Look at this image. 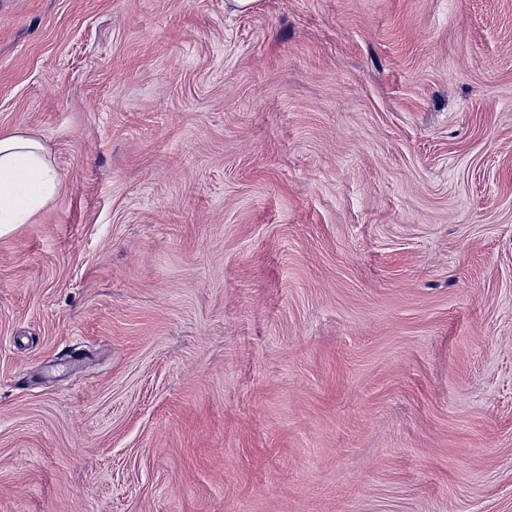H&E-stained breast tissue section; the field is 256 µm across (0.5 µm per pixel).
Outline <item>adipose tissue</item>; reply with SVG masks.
<instances>
[{
  "label": "adipose tissue",
  "mask_w": 512,
  "mask_h": 512,
  "mask_svg": "<svg viewBox=\"0 0 512 512\" xmlns=\"http://www.w3.org/2000/svg\"><path fill=\"white\" fill-rule=\"evenodd\" d=\"M60 188L40 139L22 130L0 134V234L29 223Z\"/></svg>",
  "instance_id": "adipose-tissue-1"
}]
</instances>
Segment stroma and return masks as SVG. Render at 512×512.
<instances>
[{"instance_id":"stroma-1","label":"stroma","mask_w":512,"mask_h":512,"mask_svg":"<svg viewBox=\"0 0 512 512\" xmlns=\"http://www.w3.org/2000/svg\"><path fill=\"white\" fill-rule=\"evenodd\" d=\"M0 512H512V0H0ZM60 188V174L40 139L23 130L0 134V235L29 223Z\"/></svg>"}]
</instances>
